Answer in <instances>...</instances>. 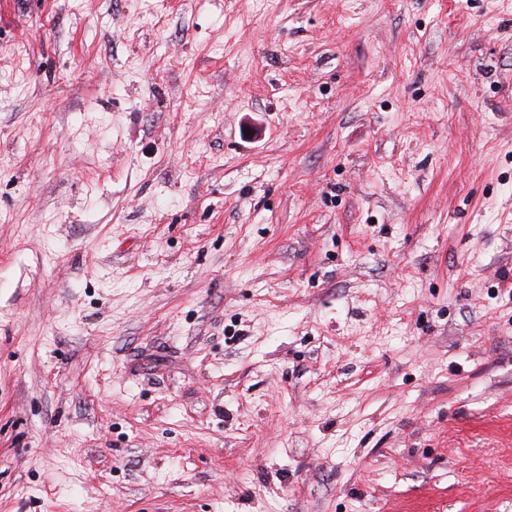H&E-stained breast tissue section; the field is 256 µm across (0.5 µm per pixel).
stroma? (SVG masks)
<instances>
[{"label": "stroma", "mask_w": 512, "mask_h": 512, "mask_svg": "<svg viewBox=\"0 0 512 512\" xmlns=\"http://www.w3.org/2000/svg\"><path fill=\"white\" fill-rule=\"evenodd\" d=\"M0 512H512V0H0Z\"/></svg>", "instance_id": "obj_1"}]
</instances>
